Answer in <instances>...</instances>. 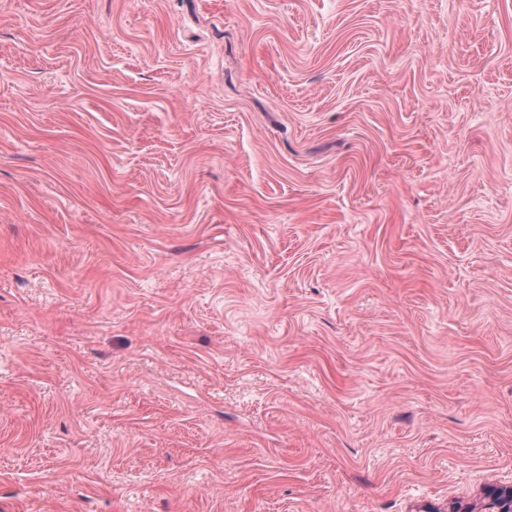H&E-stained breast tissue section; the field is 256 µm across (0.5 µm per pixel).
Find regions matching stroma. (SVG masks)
I'll return each mask as SVG.
<instances>
[{"instance_id": "1", "label": "stroma", "mask_w": 512, "mask_h": 512, "mask_svg": "<svg viewBox=\"0 0 512 512\" xmlns=\"http://www.w3.org/2000/svg\"><path fill=\"white\" fill-rule=\"evenodd\" d=\"M510 482L512 0H0V512Z\"/></svg>"}]
</instances>
